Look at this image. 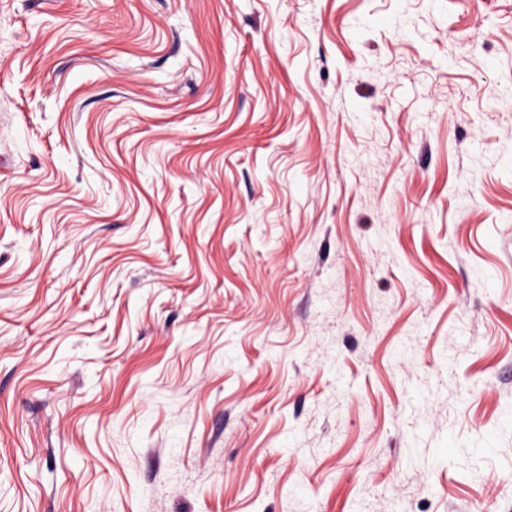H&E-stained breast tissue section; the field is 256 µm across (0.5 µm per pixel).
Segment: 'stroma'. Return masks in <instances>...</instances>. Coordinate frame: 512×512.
<instances>
[{
	"label": "stroma",
	"mask_w": 512,
	"mask_h": 512,
	"mask_svg": "<svg viewBox=\"0 0 512 512\" xmlns=\"http://www.w3.org/2000/svg\"><path fill=\"white\" fill-rule=\"evenodd\" d=\"M0 512H512V0H0Z\"/></svg>",
	"instance_id": "35a3bbf8"
}]
</instances>
